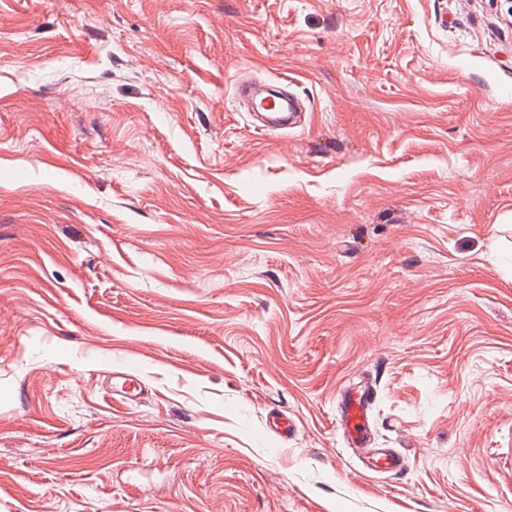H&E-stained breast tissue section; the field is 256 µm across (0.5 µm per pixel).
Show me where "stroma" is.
Here are the masks:
<instances>
[{
	"instance_id": "35a3bbf8",
	"label": "stroma",
	"mask_w": 512,
	"mask_h": 512,
	"mask_svg": "<svg viewBox=\"0 0 512 512\" xmlns=\"http://www.w3.org/2000/svg\"><path fill=\"white\" fill-rule=\"evenodd\" d=\"M510 6L0 0V512H512ZM274 107L265 112L269 117V124L261 127L262 131L269 132L277 129H292L296 127L297 116L300 112H296L295 101L291 96L288 98L271 95L267 98ZM111 374L109 395L114 401L131 404L140 400L145 386L138 376L121 366L113 368ZM373 394L369 387L360 386L344 391L340 397V426L350 448L362 452L361 461L367 470L379 472H397L401 469V460L395 453L373 451L368 409Z\"/></svg>"
}]
</instances>
